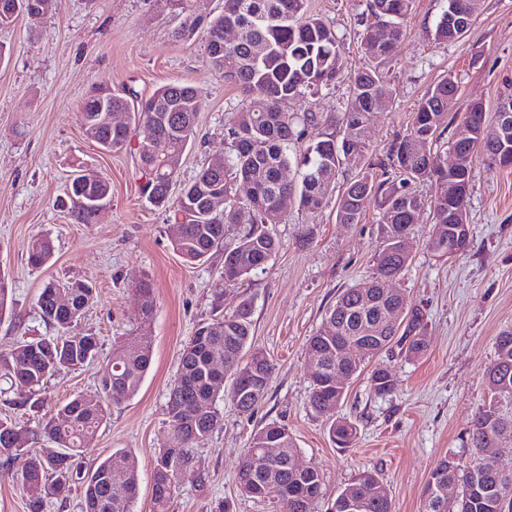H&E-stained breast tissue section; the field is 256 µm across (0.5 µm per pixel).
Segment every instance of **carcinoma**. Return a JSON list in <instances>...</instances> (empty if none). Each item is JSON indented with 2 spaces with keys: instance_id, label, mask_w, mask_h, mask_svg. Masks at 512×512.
Segmentation results:
<instances>
[{
  "instance_id": "cac0c4a2",
  "label": "carcinoma",
  "mask_w": 512,
  "mask_h": 512,
  "mask_svg": "<svg viewBox=\"0 0 512 512\" xmlns=\"http://www.w3.org/2000/svg\"><path fill=\"white\" fill-rule=\"evenodd\" d=\"M413 0H370V21L361 33V45L368 47L384 37L377 56L367 67L344 71L335 32L312 14L308 0H224V11L205 19L195 15V0H166L170 9L183 16L178 37H190L201 31L211 69L225 81L238 86L243 94L237 120L227 136L231 154L224 166L204 165L194 178L183 185L181 196L169 216L189 215L181 225L173 247L187 263L202 262L216 249L224 248L223 278L235 282L264 268L279 250V243L267 225L279 222L280 202L285 196L298 198L302 207L321 209L339 175L355 170L336 200V222L359 223L370 199L382 211L381 245L371 281L373 288L360 283L344 290L329 308L322 325L309 339V356L318 358L320 372L310 375L309 405L329 422L331 441L349 446L357 437V427L346 419L333 418L332 408L344 397V388L336 382L340 368L337 347L355 343L360 356L347 364L348 376L362 371L365 364L380 354L399 347L407 357L418 358L428 349V322L425 314L408 304L402 295H390L382 282L397 277L410 262V254L401 250L394 236L414 233L425 207L433 211L429 247L446 256L454 245L457 221L448 215L447 163L441 160L438 144L448 126V100L458 96V82L448 75L433 84L420 99L412 126L390 149L389 164L378 180L365 165L369 145L364 130L373 117V103L393 95L389 78L390 63L404 37V20ZM35 10L19 9L2 17L0 25L25 13L37 18L51 12L55 0H34ZM479 0H445L435 24L434 40L446 44L462 37L470 28ZM456 17L448 26V14ZM227 25L239 29L236 42H224L220 33ZM349 84L350 95L338 122L341 137L320 130L315 112L299 114L288 110V103L313 95L338 80ZM114 111L128 113V124L114 127L98 111L102 103ZM202 99L188 84H167L148 99L133 103L115 94L106 85L91 89L80 112L86 138L107 151L125 148L130 142V123H150L157 138L140 144L139 172L144 183L142 194L156 207L169 203V188L189 146H191ZM512 111V94L500 98L493 119L486 117L484 104L472 101L457 124L452 142L464 146V167L472 166L473 156L486 154L500 167L502 157H512V120L501 121L503 111ZM308 140L305 151L290 158L288 148ZM296 164L300 181L283 180L282 173ZM247 177L251 194L241 199L234 186ZM434 187L430 198L420 195L416 183ZM224 196V214L211 210V198ZM67 202L75 220L90 224L94 213L84 206L92 199L112 198L110 183L92 174L82 179L75 173L69 183ZM250 214L246 226L229 234V225L240 223L239 215ZM54 246L47 237H37L27 250V263L33 268L48 264ZM71 296V307L57 304L60 291ZM142 308L136 327L116 342L110 368L101 380L103 396L93 400L76 394L62 401L55 415L43 426L44 436L55 445L45 451L26 447L27 429L10 418H0V470L18 484H40L43 495L29 503V512H44L47 503L68 499L72 486L79 487V512H133L139 492V473L131 453L119 449L80 479L76 459L81 449L94 441L112 408L134 397L140 390L153 356L149 328L155 305L151 284L143 281L136 288ZM93 299V288L80 280L49 281L42 288L36 307L42 321L61 332L59 336L26 338L6 353H0V377L10 383L14 405L37 408L48 379L63 369L79 370L95 360L99 339L78 329L81 316ZM393 308L398 322L388 325L381 318ZM238 382L239 377H257L258 396L231 399L243 414L252 412L264 399L274 364L267 354L254 346L252 307L240 302L235 309L202 324L180 352L177 377L169 387L165 414L178 445L159 450L151 473L153 512H169L177 490L187 483L202 481L196 468V454L220 428L223 416L218 408L224 381L216 379L215 369ZM488 384L500 386L497 398L481 405L469 429L473 458L464 464L443 459L430 477L442 476L457 486L458 494L446 512H504L512 501V473L487 470L478 463V450L498 440L512 443V330L503 331L496 341V359L486 373ZM375 395L385 397L395 390L391 365L378 362L370 372ZM279 432L276 456L265 448L271 429ZM292 435L283 426L268 424L256 431L237 469L235 479L240 491L251 498L276 500L282 512H315L322 476L315 467L299 472L291 459L297 454ZM121 484L126 496L117 499L112 487ZM362 499V512H392L383 484L377 476L364 471L352 483Z\"/></svg>"
}]
</instances>
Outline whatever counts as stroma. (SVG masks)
<instances>
[{"mask_svg":"<svg viewBox=\"0 0 512 512\" xmlns=\"http://www.w3.org/2000/svg\"><path fill=\"white\" fill-rule=\"evenodd\" d=\"M367 3L309 0L310 10L334 29L348 71L368 63L359 37ZM441 6L442 0L412 4L392 63L395 93L366 130V161L374 168L387 164L391 145L411 127L419 100L442 76L454 74L460 86L442 135L446 141L468 102L482 101L492 114L500 96L512 91V0H481L465 37L448 44L432 38ZM181 22L164 0H56L44 17L25 16L0 27V45L9 54L8 63L0 65V272L12 298L9 314L0 318V352L27 333L52 335L36 310L41 288L51 279L93 284L94 299L80 326L100 343L96 360L50 378L40 409L15 408L4 395L0 415L27 425L30 447H48L45 422L70 395H98L113 342L135 322V287L150 280L156 306L152 366L139 392L113 408L80 456L79 469L90 474L112 451H130L140 474L133 510L151 512L154 462L159 448L173 442L164 408L180 351L200 323L245 299L252 305L254 342L275 371L253 412L242 414L230 401L220 402L223 424L197 454L202 479L180 488L171 512H279L274 501L243 495L235 481L254 431L270 423L288 428L300 464L320 470L316 512H330L354 475L365 470L377 474L393 512H421L435 465L470 456V422L485 400L496 339L512 327V167L493 166L482 154L474 158L464 202L471 240L466 251L450 258L431 251L433 219L422 213L412 236V261L391 286L424 311L428 349L416 359L390 358L396 374L392 395L376 396L364 375L347 383L334 415L352 421L357 438L352 447H337L325 418L309 406L307 341L338 296L371 277L380 246L379 208L369 206L359 223L340 224L334 205L310 211L289 201L279 223L270 227L280 248L266 269L227 283L219 276L223 252L204 263L183 262L172 247L168 212L142 196L136 145L147 138V128L133 129L132 146L119 152L103 151L81 130L80 107L92 85L145 99L162 85L181 82L198 90L203 107L171 198H178L204 163L228 155L224 132L236 120L242 94L210 68L201 35L175 37ZM347 96V84L340 81L290 108L322 113L333 132ZM78 167L96 172L112 188L109 207L90 224L78 223L56 205ZM39 236L52 240L54 257L34 269L27 247Z\"/></svg>","mask_w":512,"mask_h":512,"instance_id":"1","label":"stroma"}]
</instances>
